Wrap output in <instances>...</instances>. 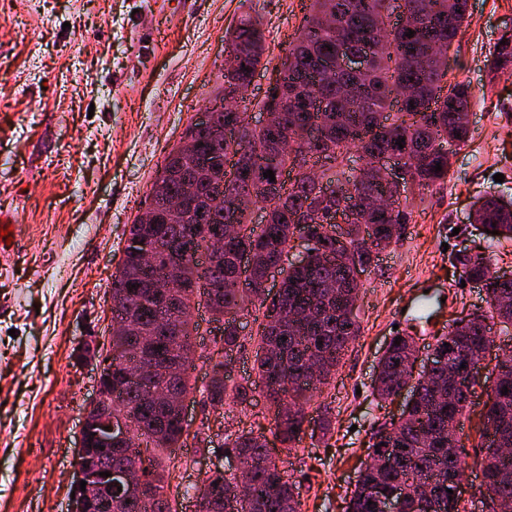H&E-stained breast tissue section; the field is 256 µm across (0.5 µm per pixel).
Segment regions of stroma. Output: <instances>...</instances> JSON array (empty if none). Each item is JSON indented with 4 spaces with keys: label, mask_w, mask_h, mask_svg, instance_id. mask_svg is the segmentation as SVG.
I'll list each match as a JSON object with an SVG mask.
<instances>
[{
    "label": "stroma",
    "mask_w": 512,
    "mask_h": 512,
    "mask_svg": "<svg viewBox=\"0 0 512 512\" xmlns=\"http://www.w3.org/2000/svg\"><path fill=\"white\" fill-rule=\"evenodd\" d=\"M0 0V213L16 226L15 247L0 263V512H71V485L82 414L94 392V362L82 342L110 348L105 295L128 229L148 203L165 156L221 89L224 35L261 17L267 51L245 108L249 119L298 35L309 0ZM512 28V0H470L448 52V81L473 90L471 138L452 149L444 183L409 189L413 217L404 237L379 253L365 274L361 334L309 413L329 408V440L304 436L275 448L296 482L301 512H344L345 495L368 454L374 428L398 413L372 390L395 331L433 345L460 317L486 310L485 293L453 263L463 248L486 252L512 273V240L489 243L467 222L476 198L512 199V75L487 59ZM503 174L496 182L495 174ZM430 296L425 326L413 305ZM205 332L194 339L190 428L208 422V449H176V481L199 485L231 476L218 448L241 430L268 431L266 401L204 406L213 340L222 325L193 311ZM232 376L251 382L256 323L240 318Z\"/></svg>",
    "instance_id": "stroma-1"
}]
</instances>
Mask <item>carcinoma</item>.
<instances>
[{
	"mask_svg": "<svg viewBox=\"0 0 512 512\" xmlns=\"http://www.w3.org/2000/svg\"><path fill=\"white\" fill-rule=\"evenodd\" d=\"M455 16L448 20V0H310L295 43L280 65L274 87L266 104L284 114V123L275 130L250 126L244 111H224V100L217 98L211 106V123L203 129L190 125L186 134L206 141L214 152L215 163L204 168L194 154H182L174 147L161 167L167 191H179L181 180L199 176L202 194L210 197L225 189L224 202L240 193H254L252 204L261 205L268 220L254 224L242 211L238 219V235L224 240L222 259L204 262L181 250L189 241L207 244L209 228L224 225V210L206 208L197 201L186 207L180 221L167 224L157 219L154 224L133 223L129 236L147 240L158 254L152 271L163 274L178 267L187 288L179 305L172 310L156 304L150 289L140 287L146 273L139 257L123 250L106 296L112 299V319L131 318L148 349L121 333H112V401L114 410L129 416L138 444L118 451L104 449L100 456L112 457V467L140 466L155 494L148 499L116 497L117 512H177L176 499L170 493L173 471L163 476L156 471L153 455H163L173 448L185 446L183 427L174 416L161 418L156 388L187 394L190 389L188 367L179 374L165 372L166 364L184 347L192 345L194 328L190 312L198 301L192 285H205L221 292L222 305L212 311L214 320L224 324L214 355L218 357L209 382L202 390L205 403L222 408L226 402L245 406L253 393L265 394L271 414L273 441L254 431H240L228 442L227 451L243 459L252 493L238 497L231 479L218 475L195 487L196 512H298L299 492L288 476L285 465L272 456L270 443L283 448L301 442L308 422L307 409L329 379L317 382L300 380L313 361H324L332 367L341 362L345 352L361 333L358 313L352 303L358 299L357 270H367L378 255L376 245L365 238L366 226L372 236L388 240L394 227L404 230L412 221L408 198L391 210L369 211L364 200L380 194L384 187L348 172L346 161L356 151L373 156L392 149L404 160L418 186L429 187L448 178L451 168L449 152L443 145L464 144L470 137V126L460 121V111L471 106L473 91L467 80L445 83L448 59L432 55V41L440 39L453 46L467 15L466 0H454ZM425 18L427 26L385 31L383 13L397 7ZM228 55L224 64V90L235 91L250 85L251 77L266 52V39L261 23L246 20L226 35ZM344 51L358 55H374L367 74L336 70L321 94H315L317 61ZM404 85L417 97L397 107L395 90ZM309 121L317 130L326 132L322 151L326 152L323 177L347 187V194L322 199L307 170L299 164L300 147L284 151L280 139L297 141V126ZM241 130L239 140L226 138L230 124ZM405 139L403 146L396 141ZM242 154L251 167L237 182L224 185V160ZM441 170H435V166ZM273 171L280 179H289L288 193L274 198L259 191L270 179L263 172ZM350 208L355 219L336 231L323 224H312L314 256L305 265L288 267V287L270 294L260 287L268 262L287 246L299 221L314 219L318 209ZM481 223L489 242L512 239V210L500 205V197L487 196ZM248 251L257 258L249 277L251 287L239 288V254ZM454 263L470 282L484 283L487 310L472 314L470 325L451 327L441 336L433 350L455 358L479 362L491 350L488 336L500 326L507 333L512 327V280L499 281L493 276L489 257L481 253H458ZM262 310L257 327L254 365L257 380L246 384L231 383L225 363L220 357L239 343L237 318L250 307ZM398 345H390L379 361V373L373 380V392L387 401L396 392L406 372L404 366L411 337L396 334ZM147 358L156 372L144 382L130 386L125 381V362ZM509 365L502 376L493 381L488 391L486 408L494 419L485 424L486 439L477 465L483 474V487L488 496V512H495L494 499L512 501V456L503 457L494 448H512V354L505 357ZM508 392H503V389ZM416 399L407 407L406 418L392 424L384 436L386 424L373 433L379 438L373 450L389 452L394 463L363 474L350 492L348 512H380L377 501L370 500L364 487L378 486L386 493L403 480L413 482L440 476L445 483L436 491L447 492L452 479L462 470L465 457L448 450V426L461 422L468 408V397L457 390L448 370L434 368L428 377L415 379Z\"/></svg>",
	"mask_w": 512,
	"mask_h": 512,
	"instance_id": "obj_1",
	"label": "carcinoma"
}]
</instances>
